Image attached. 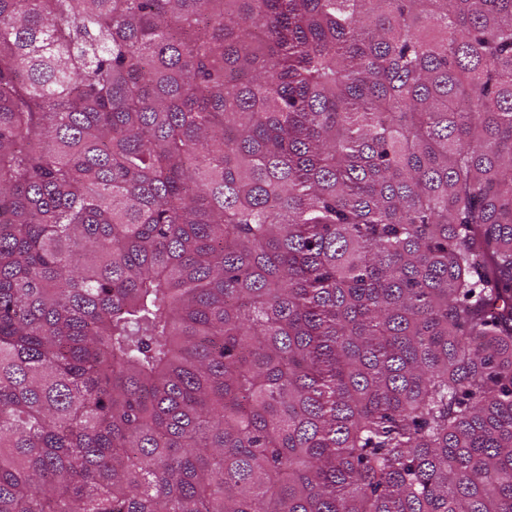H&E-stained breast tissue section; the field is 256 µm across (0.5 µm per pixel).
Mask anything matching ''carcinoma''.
Instances as JSON below:
<instances>
[{
	"label": "carcinoma",
	"instance_id": "1",
	"mask_svg": "<svg viewBox=\"0 0 512 512\" xmlns=\"http://www.w3.org/2000/svg\"><path fill=\"white\" fill-rule=\"evenodd\" d=\"M0 512H512V0H0Z\"/></svg>",
	"mask_w": 512,
	"mask_h": 512
}]
</instances>
